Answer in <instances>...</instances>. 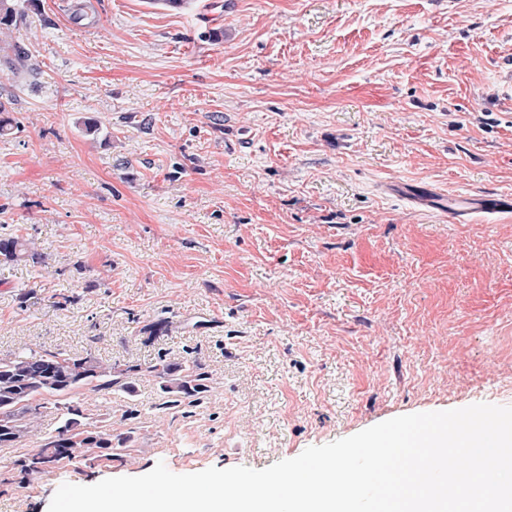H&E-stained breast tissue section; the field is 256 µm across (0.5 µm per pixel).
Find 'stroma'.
<instances>
[{
  "label": "stroma",
  "instance_id": "obj_1",
  "mask_svg": "<svg viewBox=\"0 0 512 512\" xmlns=\"http://www.w3.org/2000/svg\"><path fill=\"white\" fill-rule=\"evenodd\" d=\"M0 66V357L92 356L131 389L46 397L0 512L64 483L266 468L397 416L512 406V0H19ZM97 123L88 133L87 123ZM198 362L166 407L148 368ZM111 458L21 476L61 424ZM2 42L4 46L0 47V51H3L4 55L0 56V65H5L13 74H19L28 68L29 54L23 46L16 41L12 42L6 39ZM512 210V198L509 195L486 197L474 195L465 198L460 205H454L448 199V213L454 218L473 213H493ZM32 260L38 263L41 254L34 247V242L19 236L0 237V260L4 262H19Z\"/></svg>",
  "mask_w": 512,
  "mask_h": 512
}]
</instances>
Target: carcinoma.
Returning a JSON list of instances; mask_svg holds the SVG:
<instances>
[{
  "label": "carcinoma",
  "instance_id": "cac0c4a2",
  "mask_svg": "<svg viewBox=\"0 0 512 512\" xmlns=\"http://www.w3.org/2000/svg\"><path fill=\"white\" fill-rule=\"evenodd\" d=\"M18 15L15 0H0V33L4 35L0 65L19 74L28 68L29 54L18 42L9 40ZM41 259L34 243L19 236L0 237V260L19 262ZM114 367L104 366L91 356L64 357L57 353H19L0 358V447H16L32 431L40 405L46 396H66L79 389L110 388L119 384L112 377ZM160 379L164 393L173 396L171 404L197 398L208 391V377L194 363H167L149 367ZM82 415L68 408L67 417L46 439L37 453L18 461L20 473H37L63 459H97L113 448L112 434L81 429Z\"/></svg>",
  "mask_w": 512,
  "mask_h": 512
}]
</instances>
